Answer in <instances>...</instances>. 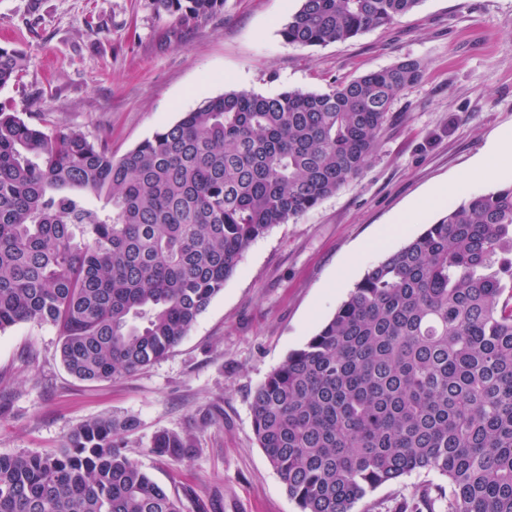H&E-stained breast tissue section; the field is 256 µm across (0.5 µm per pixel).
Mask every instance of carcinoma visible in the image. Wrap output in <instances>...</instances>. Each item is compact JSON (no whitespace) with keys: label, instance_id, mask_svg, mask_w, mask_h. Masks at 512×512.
<instances>
[{"label":"carcinoma","instance_id":"cac0c4a2","mask_svg":"<svg viewBox=\"0 0 512 512\" xmlns=\"http://www.w3.org/2000/svg\"><path fill=\"white\" fill-rule=\"evenodd\" d=\"M202 20L224 0H152ZM420 0H301L298 47L393 23ZM0 47V88L20 78ZM417 59L324 92L202 98L122 157L0 108V332L57 327L87 382L170 352L253 241L358 178ZM260 447L298 512H352L436 472L446 512H512V183L470 196L373 264L252 397ZM134 420L86 422L51 455L0 454V512H182L124 452ZM161 432L152 448L181 455Z\"/></svg>","mask_w":512,"mask_h":512}]
</instances>
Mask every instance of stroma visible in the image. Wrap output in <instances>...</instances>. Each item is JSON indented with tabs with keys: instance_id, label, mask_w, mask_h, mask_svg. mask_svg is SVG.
<instances>
[{
	"instance_id": "stroma-1",
	"label": "stroma",
	"mask_w": 512,
	"mask_h": 512,
	"mask_svg": "<svg viewBox=\"0 0 512 512\" xmlns=\"http://www.w3.org/2000/svg\"><path fill=\"white\" fill-rule=\"evenodd\" d=\"M300 0H224L205 20L156 12L152 0H0V47L26 58L0 104L29 123L102 140L121 157L197 102L230 89L265 96L325 91L418 59L360 178L244 252L223 291L165 357L89 383L59 356V331L0 332V454H53L101 417L131 418L126 453L180 496L183 512H297L252 426V395L333 316L367 269L458 202L429 204L512 133V0H420L393 24L301 48L281 30ZM162 431L187 437L177 457L153 452ZM434 472L384 485L353 512L416 504Z\"/></svg>"
}]
</instances>
